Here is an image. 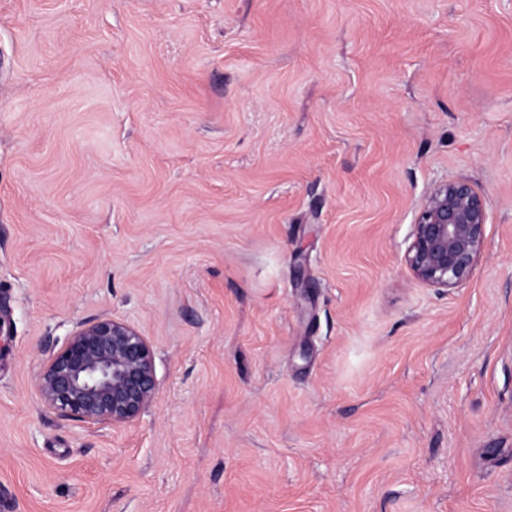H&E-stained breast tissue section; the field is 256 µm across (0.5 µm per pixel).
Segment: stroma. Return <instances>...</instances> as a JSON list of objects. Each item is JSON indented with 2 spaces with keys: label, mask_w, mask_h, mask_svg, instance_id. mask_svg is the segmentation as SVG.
<instances>
[{
  "label": "stroma",
  "mask_w": 512,
  "mask_h": 512,
  "mask_svg": "<svg viewBox=\"0 0 512 512\" xmlns=\"http://www.w3.org/2000/svg\"><path fill=\"white\" fill-rule=\"evenodd\" d=\"M103 316L119 429L33 387ZM0 319V512H512V0H0ZM484 198L464 181L432 186L416 215L405 262L414 278L435 288L465 282L482 251ZM44 405L82 423L121 427L155 399L153 350L132 325L102 317L84 325L36 374Z\"/></svg>",
  "instance_id": "obj_1"
}]
</instances>
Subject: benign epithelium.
Returning a JSON list of instances; mask_svg holds the SVG:
<instances>
[{
	"label": "benign epithelium",
	"instance_id": "7a95c632",
	"mask_svg": "<svg viewBox=\"0 0 512 512\" xmlns=\"http://www.w3.org/2000/svg\"><path fill=\"white\" fill-rule=\"evenodd\" d=\"M484 198L464 181L432 186L416 215L405 262L414 278L435 288L465 282L482 251ZM44 405L82 423L121 427L155 399L153 350L132 325L102 317L84 325L36 374Z\"/></svg>",
	"mask_w": 512,
	"mask_h": 512
}]
</instances>
